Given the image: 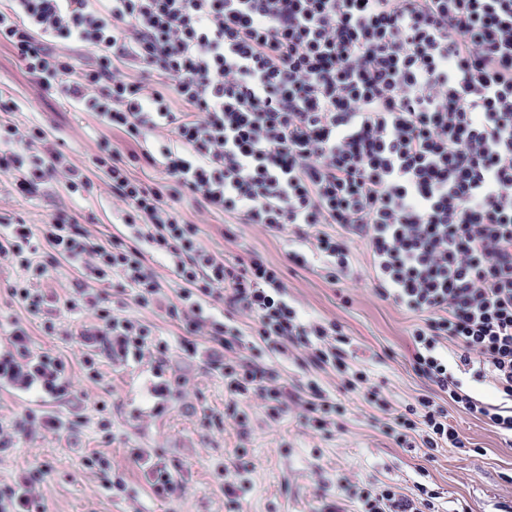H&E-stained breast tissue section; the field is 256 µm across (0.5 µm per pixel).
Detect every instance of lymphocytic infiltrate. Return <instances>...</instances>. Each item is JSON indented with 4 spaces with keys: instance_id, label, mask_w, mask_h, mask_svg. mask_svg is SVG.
<instances>
[{
    "instance_id": "lymphocytic-infiltrate-1",
    "label": "lymphocytic infiltrate",
    "mask_w": 512,
    "mask_h": 512,
    "mask_svg": "<svg viewBox=\"0 0 512 512\" xmlns=\"http://www.w3.org/2000/svg\"><path fill=\"white\" fill-rule=\"evenodd\" d=\"M0 41L9 43L48 96L92 112L132 142L155 137V151L122 153L99 144L94 166L126 208V233L102 242L66 208L34 225L0 216V260L40 278L47 250L76 267L64 296L19 281L15 301L54 334L60 313L93 312L79 332L83 368L100 357L122 367L151 359V395L165 400L168 345L140 318L114 311L94 285L118 277L141 308L165 307L224 379L238 424L241 402L259 397L271 419L299 409L306 426L326 431L340 408L316 380L299 387L242 355L234 323L244 313L265 350L303 351L331 368L347 391L379 410L388 400L351 367L352 340L334 321L312 320L289 298L278 267L253 254L224 260L176 206L191 196L199 212L256 224L274 237L296 234L288 259L322 263L350 276L354 241L371 256L375 295L419 316L411 367L425 393L387 426L397 443L419 439L425 456L464 442L448 420L456 404L491 423L512 444V0H7ZM91 49L83 67L59 45ZM161 164L148 184L129 169ZM23 198L64 179L69 191L95 184L38 126L0 123V176ZM327 224L336 233L324 232ZM168 260L180 282L177 302L145 256ZM224 314H217L216 303ZM489 373L499 404L478 399L463 376ZM0 387L60 401L66 363L32 350L28 329L12 322L0 348ZM68 432L51 412L24 409L0 425V447L36 431ZM131 455L166 500L183 483L141 448ZM358 512H437L439 494L417 484L415 498L389 485L360 486L337 476ZM0 512H46L26 471L0 486Z\"/></svg>"
}]
</instances>
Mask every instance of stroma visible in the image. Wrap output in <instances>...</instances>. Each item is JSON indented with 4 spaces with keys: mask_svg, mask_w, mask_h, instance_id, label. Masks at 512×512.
<instances>
[{
    "mask_svg": "<svg viewBox=\"0 0 512 512\" xmlns=\"http://www.w3.org/2000/svg\"><path fill=\"white\" fill-rule=\"evenodd\" d=\"M1 100L17 104L6 120L45 128L51 145L77 167H87L104 138L125 152L135 148L124 134L102 127L92 113L46 97L5 42L0 43ZM89 176L97 185L90 196L69 194L58 180L23 199L0 182V215L40 224L63 204L83 228L109 241L125 230V206L113 200L101 172L90 169ZM177 207L187 220L202 221V240L210 251L228 260L258 253L280 269L290 298L309 317L339 323L352 340L351 365L364 369L369 385L381 389L390 413L403 411L424 392L411 368L410 330L417 318L374 295L363 246L354 250L356 278L333 282L322 267L303 269L289 263V236L271 237L252 224L230 226L219 215L198 217L194 201L187 197ZM21 276L19 269L0 261V312L28 328L34 352L66 362L73 389L60 410L74 428L60 436L41 432L17 439L12 449L0 453V484L11 482L18 470H30L41 485L47 512H327L334 502L341 512H355V503L334 492L340 474L354 483L388 484L409 497L416 484H425L439 493L440 512H505L512 507V446L486 420L458 406H449V420L464 447H444L427 458L387 435L390 413L345 391L332 369L311 367L298 352L286 358L265 353L262 361L281 381L297 385L316 379L344 412L330 432L318 433L295 413L272 422L255 398L240 404L247 425L239 427L227 409L223 378L202 358L182 351L183 332L177 322L163 310L133 304L119 292L117 280L100 283V291L109 294L116 308L151 325L155 336L169 344L167 377L172 390L157 412L149 394V365L119 367L105 359L99 378H89L81 366L83 348L76 332L81 323L92 321V314L65 317L56 335H45L38 319L10 295L11 284ZM211 413L222 416V423L208 422ZM133 448L161 456L182 477L184 492L167 502L154 498L129 454ZM86 452L110 459L125 477L124 494L112 496L102 488L97 471L82 468ZM241 464L248 467L247 488L233 501L224 493V471Z\"/></svg>",
    "mask_w": 512,
    "mask_h": 512,
    "instance_id": "1",
    "label": "stroma"
}]
</instances>
